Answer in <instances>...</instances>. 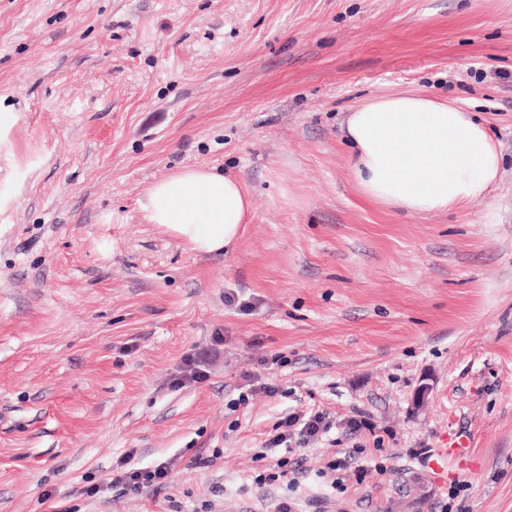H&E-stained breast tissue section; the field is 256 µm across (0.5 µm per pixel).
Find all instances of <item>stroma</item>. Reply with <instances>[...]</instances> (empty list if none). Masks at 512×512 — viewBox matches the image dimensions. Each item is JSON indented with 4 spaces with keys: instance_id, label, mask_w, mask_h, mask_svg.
I'll return each mask as SVG.
<instances>
[{
    "instance_id": "35a3bbf8",
    "label": "stroma",
    "mask_w": 512,
    "mask_h": 512,
    "mask_svg": "<svg viewBox=\"0 0 512 512\" xmlns=\"http://www.w3.org/2000/svg\"><path fill=\"white\" fill-rule=\"evenodd\" d=\"M400 91L499 143L484 200L360 195L342 120ZM0 110V512H273L254 450L313 405L300 512H512V0H0ZM187 166L251 195L227 252L144 217ZM247 374L287 396L237 405ZM451 432L453 502L428 466ZM128 453L165 488L112 487ZM471 452L470 444L466 439L458 438L450 441L448 448H441L437 455L429 461V467L437 472H444L448 457L463 466Z\"/></svg>"
}]
</instances>
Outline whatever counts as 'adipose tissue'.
<instances>
[{
    "mask_svg": "<svg viewBox=\"0 0 512 512\" xmlns=\"http://www.w3.org/2000/svg\"><path fill=\"white\" fill-rule=\"evenodd\" d=\"M361 196L413 213L482 201L496 179V143L471 113L421 94L373 98L343 121ZM140 206L151 223L201 255L222 252L241 235L252 209L243 184L204 166L156 182Z\"/></svg>",
    "mask_w": 512,
    "mask_h": 512,
    "instance_id": "1",
    "label": "adipose tissue"
}]
</instances>
